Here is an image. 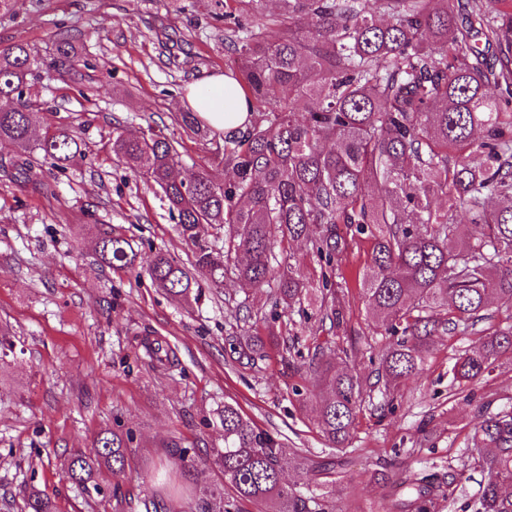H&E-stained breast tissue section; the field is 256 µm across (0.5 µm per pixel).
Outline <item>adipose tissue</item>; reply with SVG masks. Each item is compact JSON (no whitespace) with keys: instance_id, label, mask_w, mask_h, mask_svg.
<instances>
[{"instance_id":"obj_1","label":"adipose tissue","mask_w":512,"mask_h":512,"mask_svg":"<svg viewBox=\"0 0 512 512\" xmlns=\"http://www.w3.org/2000/svg\"><path fill=\"white\" fill-rule=\"evenodd\" d=\"M185 104L219 135L246 129L250 121V105L245 94L232 78L221 73L208 75L191 85Z\"/></svg>"}]
</instances>
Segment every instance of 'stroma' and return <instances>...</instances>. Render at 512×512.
I'll use <instances>...</instances> for the list:
<instances>
[{
	"label": "stroma",
	"instance_id": "35a3bbf8",
	"mask_svg": "<svg viewBox=\"0 0 512 512\" xmlns=\"http://www.w3.org/2000/svg\"><path fill=\"white\" fill-rule=\"evenodd\" d=\"M223 13L224 0H14L0 18V47L26 43L46 59L60 38L78 46L76 75L31 77L27 98L34 137L69 124L85 144L83 158L63 172L47 165L29 181L0 172V332L12 344L0 358V512H25L34 492L46 494L54 512H145L150 497L164 499L169 512H196L199 490L209 486L233 499L214 466L184 477L173 497L153 478L179 453L200 460L223 448L217 413L228 402L285 447L330 464L329 482L285 468L301 494L323 495L333 512H405V472L447 477L482 402L512 397V355L454 387L448 372L473 338L438 336L423 372L393 392L388 408L364 405L347 448L325 445L310 405L292 393L316 385L308 353L326 343L347 349L349 367L373 383L387 342L362 297L372 252L362 236L347 238L338 256L348 303L334 330L274 306L269 289L244 297L229 277L193 305L151 282L155 249L186 264L191 254L154 186L113 155L112 130L164 133L178 142L186 174L212 160L215 141L187 136L180 115L187 86L233 61ZM102 224L135 241L138 273L100 266ZM255 335L265 347L253 362L233 359L230 342ZM155 339L168 343L173 364L145 357ZM106 428L131 436L125 471L101 468L99 491H83L63 464Z\"/></svg>",
	"mask_w": 512,
	"mask_h": 512
}]
</instances>
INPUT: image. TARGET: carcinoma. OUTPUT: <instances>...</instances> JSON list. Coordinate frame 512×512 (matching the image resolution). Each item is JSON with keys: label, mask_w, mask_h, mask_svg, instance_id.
<instances>
[{"label": "carcinoma", "mask_w": 512, "mask_h": 512, "mask_svg": "<svg viewBox=\"0 0 512 512\" xmlns=\"http://www.w3.org/2000/svg\"><path fill=\"white\" fill-rule=\"evenodd\" d=\"M224 0V24L236 54L232 76L250 103V124L221 137L222 162L233 176L206 166L192 179L178 172L174 141L152 132L112 131V153L161 190L177 212L178 233L192 253L193 276L177 258L157 251L148 266L153 284L172 297L199 302L200 281L217 286L233 275L239 288L274 286L275 305H299L312 290L292 265L273 275L274 244L303 241L320 263V321L343 322L344 298L332 288L344 224L373 241L364 274L368 313L391 337L381 351L382 400L424 369L433 337L469 333L478 344L455 358L450 372L460 384L481 378L512 354V322L493 330L487 299L512 302V0H491L494 14L474 6L457 23L459 0H278L271 22L247 26ZM484 36V47L471 44ZM78 51L65 38L49 68L70 73ZM36 56L22 43L0 49V145L21 150L12 177L28 179L43 159L65 171L83 154L68 126L31 139L25 100ZM185 133L206 139L211 128L195 112L181 114ZM483 157L480 165L470 156ZM8 168V169H10ZM3 169V172H8ZM381 188L378 196L368 192ZM437 200L448 208L433 209ZM468 223L459 224L456 212ZM135 243L112 228L96 242L98 261L117 270L136 268ZM147 356L170 362L169 349L145 344ZM325 395L313 406L323 440L345 448L368 385L327 355L313 356ZM224 448L213 462L236 499L207 489L197 512H240L245 500L266 512H328L282 482L284 464L329 473L295 448L257 430L229 402L218 414ZM130 435L105 429L94 451L66 463L69 478L89 489L102 466L124 472ZM486 482L477 512H512V411L482 408L470 439ZM465 471L448 482L414 474L401 483L414 512H433L439 499L453 502ZM28 512H53L36 492Z\"/></svg>", "instance_id": "obj_1"}]
</instances>
